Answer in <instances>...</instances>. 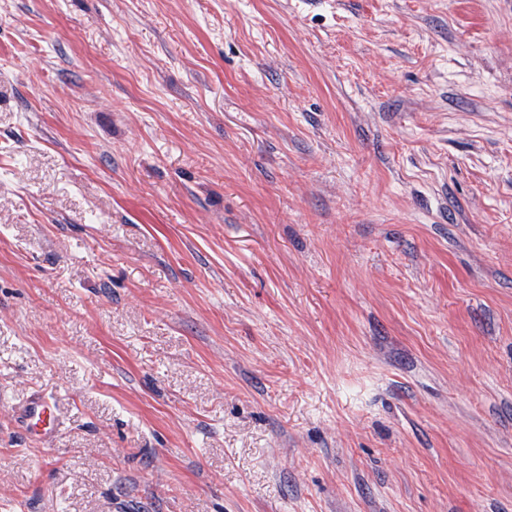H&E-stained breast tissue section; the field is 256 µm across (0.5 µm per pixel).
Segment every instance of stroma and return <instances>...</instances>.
<instances>
[{
  "instance_id": "35a3bbf8",
  "label": "stroma",
  "mask_w": 512,
  "mask_h": 512,
  "mask_svg": "<svg viewBox=\"0 0 512 512\" xmlns=\"http://www.w3.org/2000/svg\"><path fill=\"white\" fill-rule=\"evenodd\" d=\"M0 512H512V0H0ZM16 423L36 442H45L58 428L54 403L41 391L34 390L15 407Z\"/></svg>"
}]
</instances>
